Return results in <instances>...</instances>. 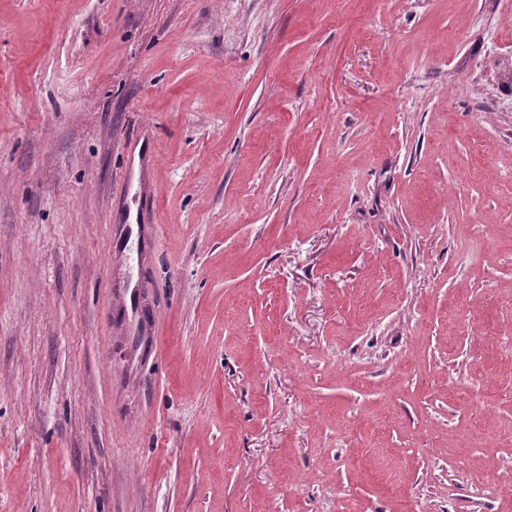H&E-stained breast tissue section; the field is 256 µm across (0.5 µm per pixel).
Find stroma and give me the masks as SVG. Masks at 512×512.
<instances>
[{
  "mask_svg": "<svg viewBox=\"0 0 512 512\" xmlns=\"http://www.w3.org/2000/svg\"><path fill=\"white\" fill-rule=\"evenodd\" d=\"M0 512H512V0H0Z\"/></svg>",
  "mask_w": 512,
  "mask_h": 512,
  "instance_id": "stroma-1",
  "label": "stroma"
}]
</instances>
